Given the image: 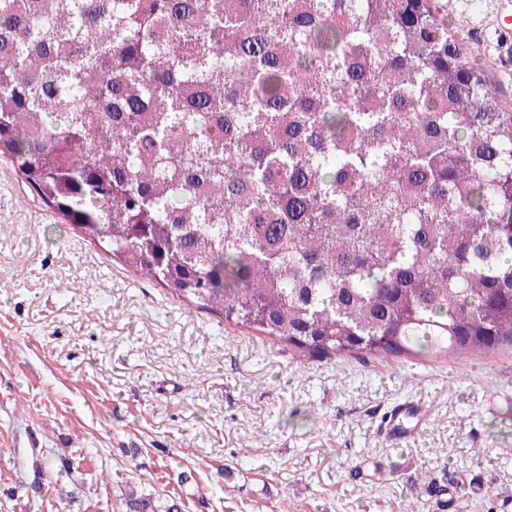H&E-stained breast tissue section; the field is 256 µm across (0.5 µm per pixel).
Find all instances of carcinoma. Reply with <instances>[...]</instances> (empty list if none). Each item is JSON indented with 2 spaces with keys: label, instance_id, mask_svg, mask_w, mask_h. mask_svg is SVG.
Returning a JSON list of instances; mask_svg holds the SVG:
<instances>
[{
  "label": "carcinoma",
  "instance_id": "carcinoma-1",
  "mask_svg": "<svg viewBox=\"0 0 512 512\" xmlns=\"http://www.w3.org/2000/svg\"><path fill=\"white\" fill-rule=\"evenodd\" d=\"M0 155L300 360L512 344V111L434 0H0Z\"/></svg>",
  "mask_w": 512,
  "mask_h": 512
}]
</instances>
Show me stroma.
<instances>
[{
    "mask_svg": "<svg viewBox=\"0 0 512 512\" xmlns=\"http://www.w3.org/2000/svg\"><path fill=\"white\" fill-rule=\"evenodd\" d=\"M439 4L512 108V0ZM408 396L427 429L396 447L381 420ZM424 469L442 492L418 512H448L452 486L459 512H502L512 346L299 362L112 261L0 159V512H114L130 487L180 512H403Z\"/></svg>",
    "mask_w": 512,
    "mask_h": 512,
    "instance_id": "1",
    "label": "stroma"
}]
</instances>
